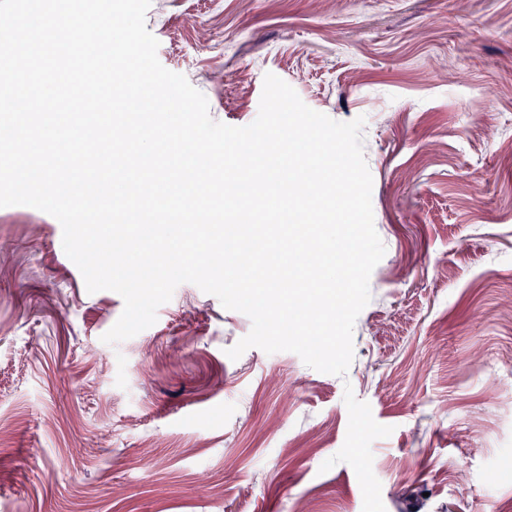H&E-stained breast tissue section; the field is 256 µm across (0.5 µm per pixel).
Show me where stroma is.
<instances>
[{
    "instance_id": "1",
    "label": "stroma",
    "mask_w": 512,
    "mask_h": 512,
    "mask_svg": "<svg viewBox=\"0 0 512 512\" xmlns=\"http://www.w3.org/2000/svg\"><path fill=\"white\" fill-rule=\"evenodd\" d=\"M161 64L251 124L265 74L364 117L386 252L346 376L251 330L196 285L114 345L62 227L0 208V512H363L345 390L386 512H512V0H151Z\"/></svg>"
}]
</instances>
